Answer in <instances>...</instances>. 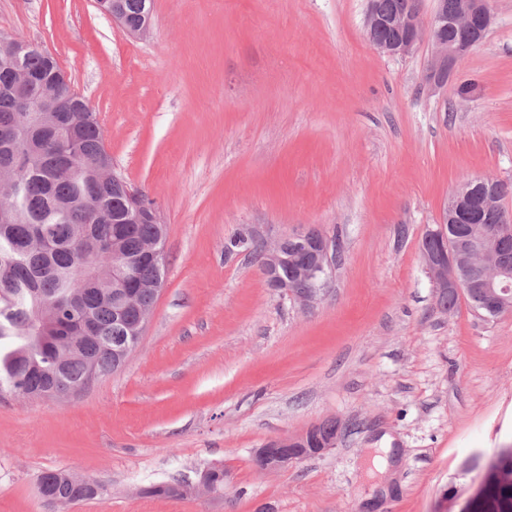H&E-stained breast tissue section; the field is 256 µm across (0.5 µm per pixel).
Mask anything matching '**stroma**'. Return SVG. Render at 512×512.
Masks as SVG:
<instances>
[{
	"instance_id": "stroma-1",
	"label": "stroma",
	"mask_w": 512,
	"mask_h": 512,
	"mask_svg": "<svg viewBox=\"0 0 512 512\" xmlns=\"http://www.w3.org/2000/svg\"><path fill=\"white\" fill-rule=\"evenodd\" d=\"M428 90L365 34L366 0H153L148 37L94 0H0V34L50 51L112 166L166 226L164 284L125 367L60 402L0 396V512H461L512 446V312L442 309L421 243L463 182L512 184V0ZM313 227L338 245L305 310L252 254ZM336 421L275 472L270 440ZM221 466L224 494L149 497ZM51 479L53 483L52 494L55 496L54 499H47L51 504H54L58 509H67L70 505L80 501L90 500L98 495L102 491V487L94 483H83L77 481L74 476L66 470H57L48 472L41 476V480Z\"/></svg>"
}]
</instances>
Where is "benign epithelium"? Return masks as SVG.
Masks as SVG:
<instances>
[{"instance_id": "1", "label": "benign epithelium", "mask_w": 512, "mask_h": 512, "mask_svg": "<svg viewBox=\"0 0 512 512\" xmlns=\"http://www.w3.org/2000/svg\"><path fill=\"white\" fill-rule=\"evenodd\" d=\"M443 0L436 7L429 28L422 24L420 0H405L399 6L386 10L381 0H367L365 28L368 40L383 54L406 56L423 39H428L432 54L425 80L430 87H441L453 74L458 59L466 55L485 38L492 24L487 0H458L452 11L442 9ZM102 13L110 16L130 36H143L149 32L151 20L138 27L128 26L118 7L112 10L96 2ZM385 27L397 31L398 37L387 40L379 34ZM34 45L3 38L0 51L9 56L14 72L15 86L22 88L33 82L31 72L21 64V56ZM105 178L112 181V189L125 195L133 203L134 218L147 217L160 222V217L129 186L110 169H104ZM500 180L478 178L464 183L460 190L448 198L440 229L430 232L423 240L422 255L426 270L436 288L437 300L446 307L448 294L466 291L478 297V309L487 317H496L512 311V261L506 258L507 235L492 234L476 225L469 235H448L452 224H471L487 211L505 219L501 207ZM336 254L330 252L329 242L312 229L276 241L265 250L264 272L271 287L287 296L303 309L312 308L321 298L329 270ZM119 310H134L138 316V329L144 331L149 313L134 298L116 297ZM317 427H311L297 436H286L267 442L257 449L255 459L261 470L274 472L298 461L319 456L335 447L339 435L311 448ZM497 479V471L487 468L482 489L471 500L467 512H485L493 499L488 487Z\"/></svg>"}]
</instances>
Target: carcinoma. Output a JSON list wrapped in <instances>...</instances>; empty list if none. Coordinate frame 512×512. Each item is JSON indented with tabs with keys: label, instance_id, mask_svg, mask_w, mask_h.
Listing matches in <instances>:
<instances>
[{
	"label": "carcinoma",
	"instance_id": "obj_1",
	"mask_svg": "<svg viewBox=\"0 0 512 512\" xmlns=\"http://www.w3.org/2000/svg\"><path fill=\"white\" fill-rule=\"evenodd\" d=\"M149 0H122L126 21L136 25ZM25 68L50 82L23 93L53 112L13 111L14 100L0 92V174L13 180L9 220L0 223V394L41 396L51 387L58 398L89 387L92 371L116 369L112 289L126 288L148 305L149 285L158 282L156 265L143 244L156 238V224H125L120 196L100 182L103 133L95 113L76 111L80 99L56 80L52 54L35 46ZM136 261L137 275L112 277L122 256ZM503 477L500 502L512 506V453L496 465ZM53 483L50 503L66 509L102 491L65 471L42 475ZM142 494L176 497V484L152 485Z\"/></svg>",
	"mask_w": 512,
	"mask_h": 512
}]
</instances>
